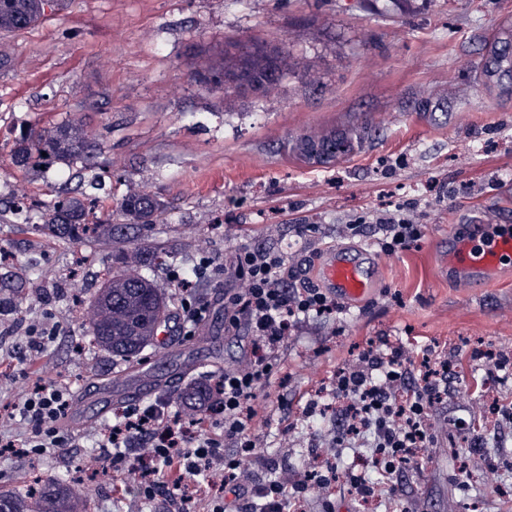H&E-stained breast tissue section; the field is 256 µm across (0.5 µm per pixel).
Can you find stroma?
<instances>
[{
  "label": "stroma",
  "instance_id": "1",
  "mask_svg": "<svg viewBox=\"0 0 512 512\" xmlns=\"http://www.w3.org/2000/svg\"><path fill=\"white\" fill-rule=\"evenodd\" d=\"M265 41L290 69L266 94L234 95L204 83L224 45ZM77 121L96 149L73 168H22L11 151L21 130ZM344 146L328 159L301 157L306 136ZM106 184L95 217L122 223L121 200L145 191L164 205L154 224L112 240L64 242L33 232L48 206L81 179ZM22 196L36 209L14 214ZM408 206L422 237L382 256L362 306L299 325L280 353L288 376L259 398L274 414L255 429L259 474L303 466L308 441L329 430L303 407L325 378L384 336L430 344L461 370L430 411L438 444L423 467L404 471L397 502L374 512H512V428L486 422L469 347L512 350V262L492 282L456 285L449 233L475 224L512 225V0H60L37 25L0 33V295L22 323L51 307L61 336L31 373L0 376V416L15 394L57 381L88 399L81 430L100 427L119 404L102 394L128 365L85 347L81 325L108 267L136 257L161 288L171 270L201 256L230 263L243 246L284 253L297 286L316 285L336 247L377 252L375 220ZM361 221L360 235L349 226ZM307 233H300V226ZM221 279L200 285L208 323L194 338L177 320L148 348L139 372L178 394L242 360L247 348L224 333ZM481 427L472 450L468 429ZM500 462L493 481L483 461ZM471 478L461 481V468ZM90 512L139 508L127 489L76 484Z\"/></svg>",
  "mask_w": 512,
  "mask_h": 512
}]
</instances>
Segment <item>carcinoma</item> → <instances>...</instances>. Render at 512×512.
Instances as JSON below:
<instances>
[{"label":"carcinoma","instance_id":"1","mask_svg":"<svg viewBox=\"0 0 512 512\" xmlns=\"http://www.w3.org/2000/svg\"><path fill=\"white\" fill-rule=\"evenodd\" d=\"M50 0H0V33L26 29L39 22L49 8ZM236 52L223 51L219 67L211 77L224 85L228 93L246 92L268 85L275 70L288 69V57L262 42L236 44ZM95 147L86 131L78 124H67L53 130L23 131L15 139L13 163L27 167L61 164L72 167L84 162ZM301 156L312 159L336 154V137H307L298 144ZM102 189L101 181H91L56 203L47 224L52 234L67 241H82L90 236L112 239L116 227L109 221L86 223L92 198ZM163 204L155 196L138 192L122 199L120 212L127 225L147 226L155 221ZM169 317L168 298L155 282L140 273L134 264L114 272L98 288L88 307L82 325L87 327L97 345L112 357L137 364L143 352L151 347L158 329ZM69 480L46 477L28 491L35 497L36 507L27 505V497L16 489L0 488V512H87L84 503L72 506L75 498Z\"/></svg>","mask_w":512,"mask_h":512}]
</instances>
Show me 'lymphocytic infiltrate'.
Masks as SVG:
<instances>
[{
	"label": "lymphocytic infiltrate",
	"instance_id": "f902f5d3",
	"mask_svg": "<svg viewBox=\"0 0 512 512\" xmlns=\"http://www.w3.org/2000/svg\"><path fill=\"white\" fill-rule=\"evenodd\" d=\"M379 230L381 249L388 255L406 250L420 236L418 225L406 215L380 217ZM211 266L203 258L191 276L171 275L173 307L184 336H195L210 315L208 301L187 280L210 278ZM224 275L241 284L224 302V329L245 335L250 354L225 368L215 394L197 400L208 427L187 430L172 401L134 402L122 406L111 424L96 432L99 457L111 462L113 480L134 484L143 500L163 497L173 512H195L199 506L205 512H233L226 501L230 494L243 498V512H287L297 500L319 494L325 481L305 470L258 478L254 465L261 448L254 428L264 419L258 393L285 373L279 353L291 331L335 312L336 302L321 289L292 286L286 257L270 249H239ZM59 328L56 313L43 311L30 324L24 348L0 353V365H32ZM455 372L448 358L426 354L414 359L402 342L387 337L368 346L333 376L336 393L349 404L341 412L340 439L332 444V457L341 458L358 437L370 447L394 449L390 461H371L355 481L365 487L379 485L387 499H397V474L428 460L436 440L420 419L441 401ZM72 406L67 386L34 383L9 405L7 420L14 430L0 434V452L14 458L28 452L44 457L79 447V434L65 425ZM194 487L205 489L203 500L190 496Z\"/></svg>",
	"mask_w": 512,
	"mask_h": 512
}]
</instances>
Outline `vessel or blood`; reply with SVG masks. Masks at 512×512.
I'll use <instances>...</instances> for the list:
<instances>
[{"mask_svg": "<svg viewBox=\"0 0 512 512\" xmlns=\"http://www.w3.org/2000/svg\"><path fill=\"white\" fill-rule=\"evenodd\" d=\"M512 258V235L487 237L483 225L469 236L448 239V266L462 287L495 279L503 262ZM380 261L376 255L344 247L330 251L318 270L321 285L349 306L361 303L374 286Z\"/></svg>", "mask_w": 512, "mask_h": 512, "instance_id": "b4317fda", "label": "vessel or blood"}]
</instances>
